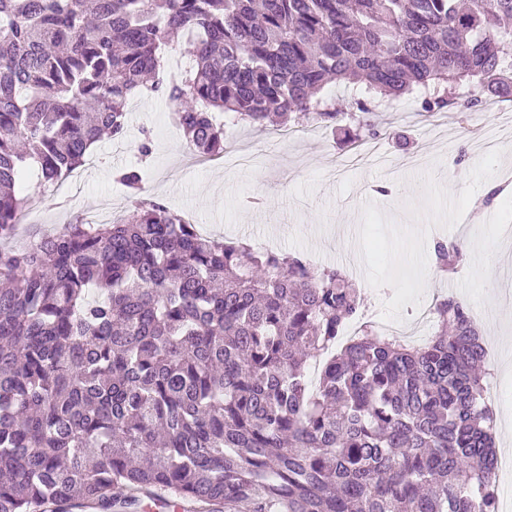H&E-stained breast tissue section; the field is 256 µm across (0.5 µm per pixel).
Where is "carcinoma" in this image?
<instances>
[{"label": "carcinoma", "instance_id": "1", "mask_svg": "<svg viewBox=\"0 0 512 512\" xmlns=\"http://www.w3.org/2000/svg\"><path fill=\"white\" fill-rule=\"evenodd\" d=\"M191 62L163 77L170 35ZM512 92V0H0V240L25 204L173 105L190 150L224 125L376 134V104L440 112ZM119 224L0 247V512H138L164 487L203 512H497L483 340L446 296L423 346L363 330L338 269L218 241L141 198ZM452 271L457 240L436 239Z\"/></svg>", "mask_w": 512, "mask_h": 512}]
</instances>
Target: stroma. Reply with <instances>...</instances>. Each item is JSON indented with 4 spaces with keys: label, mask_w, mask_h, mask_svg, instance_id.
<instances>
[{
    "label": "stroma",
    "mask_w": 512,
    "mask_h": 512,
    "mask_svg": "<svg viewBox=\"0 0 512 512\" xmlns=\"http://www.w3.org/2000/svg\"><path fill=\"white\" fill-rule=\"evenodd\" d=\"M467 91L478 104L462 113L427 117L416 99L393 101L369 140L395 168L391 181L371 154L347 164L339 134L317 123L285 138L241 127L236 142L255 145L250 164L228 157L220 167L190 168L182 163L189 148L171 122L168 100L141 98L127 109L125 136L99 142L96 162L81 181L46 195L45 207L25 210L18 232L51 234L101 207L109 218L128 216L131 202L114 173L138 162L132 150L150 136L152 153L143 163L148 197L189 216L199 233L297 253L317 268L343 269L374 317L397 328L409 327L410 312L421 303L448 294L463 299L482 334L499 339L485 402L496 415L512 413V244L487 241L495 223H512V209L475 208L501 184L500 166L512 163V151L488 158L472 150V141L497 123L498 112L482 85ZM463 207L469 210L468 231L461 235L455 216ZM429 227L442 238L462 237L466 260L456 273L425 277L411 263L412 255L425 254Z\"/></svg>",
    "instance_id": "1"
}]
</instances>
